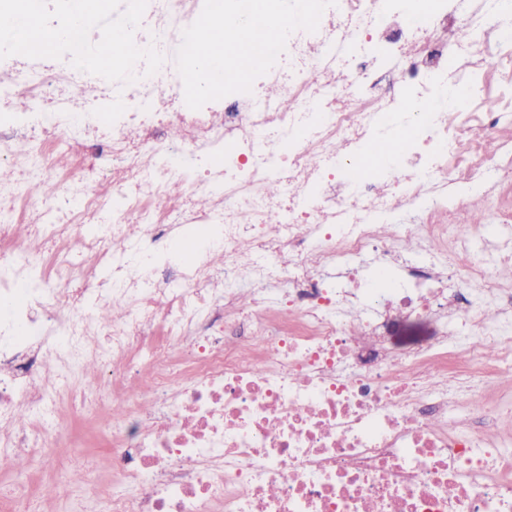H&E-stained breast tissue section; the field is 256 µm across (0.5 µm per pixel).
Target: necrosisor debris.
<instances>
[{
    "label": "necrosis or debris",
    "mask_w": 512,
    "mask_h": 512,
    "mask_svg": "<svg viewBox=\"0 0 512 512\" xmlns=\"http://www.w3.org/2000/svg\"><path fill=\"white\" fill-rule=\"evenodd\" d=\"M41 2L52 64L0 35V471L52 460L65 496L85 466L74 512H512V244L493 235L512 207L487 198L512 188L489 93L512 38L483 0H338L251 93L198 110L174 68L204 0H135L101 76L88 19ZM459 83L462 104L413 116ZM414 123L384 172L348 179ZM398 213L413 223L384 235ZM111 304L126 315L99 323ZM394 313L441 334L396 354ZM91 361L130 390L76 385ZM113 404L108 488L87 464Z\"/></svg>",
    "instance_id": "obj_1"
}]
</instances>
